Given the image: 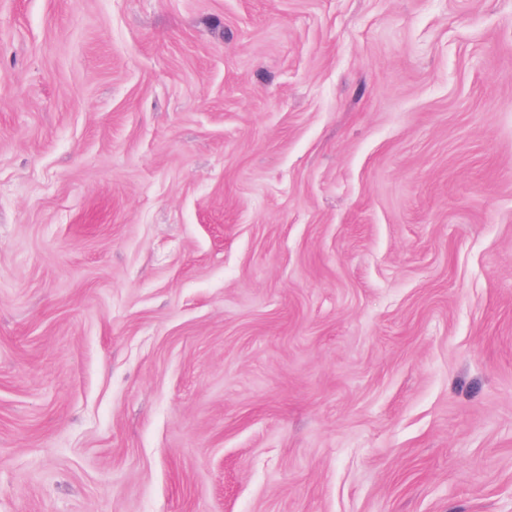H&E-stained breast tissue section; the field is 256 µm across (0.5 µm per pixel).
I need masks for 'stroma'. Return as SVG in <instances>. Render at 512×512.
<instances>
[{
  "instance_id": "stroma-1",
  "label": "stroma",
  "mask_w": 512,
  "mask_h": 512,
  "mask_svg": "<svg viewBox=\"0 0 512 512\" xmlns=\"http://www.w3.org/2000/svg\"><path fill=\"white\" fill-rule=\"evenodd\" d=\"M0 512H512V0H0Z\"/></svg>"
}]
</instances>
